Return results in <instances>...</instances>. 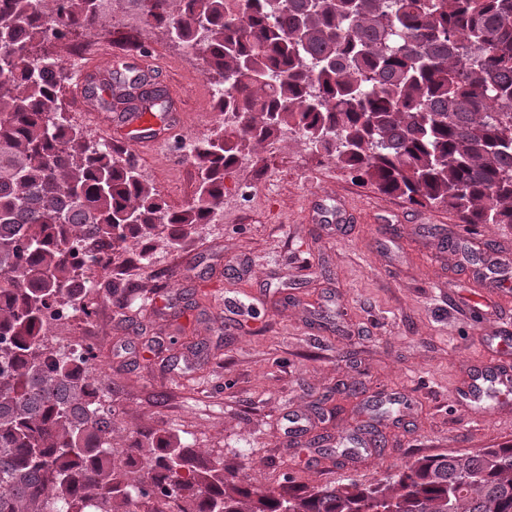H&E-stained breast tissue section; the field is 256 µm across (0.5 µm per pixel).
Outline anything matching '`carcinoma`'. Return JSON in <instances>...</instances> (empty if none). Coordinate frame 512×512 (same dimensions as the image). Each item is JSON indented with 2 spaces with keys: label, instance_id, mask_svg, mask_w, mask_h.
<instances>
[{
  "label": "carcinoma",
  "instance_id": "obj_1",
  "mask_svg": "<svg viewBox=\"0 0 512 512\" xmlns=\"http://www.w3.org/2000/svg\"><path fill=\"white\" fill-rule=\"evenodd\" d=\"M149 28L203 56L224 125L190 146L200 174L175 210L72 124L57 47L100 0H0V512H512V444L414 457L376 482L240 484L163 429L126 442L99 355L54 350L48 313L179 248L224 205L243 153L284 132L361 184L463 224H512V0H133ZM119 71L92 91L119 112H162ZM112 262V278L77 269Z\"/></svg>",
  "mask_w": 512,
  "mask_h": 512
}]
</instances>
